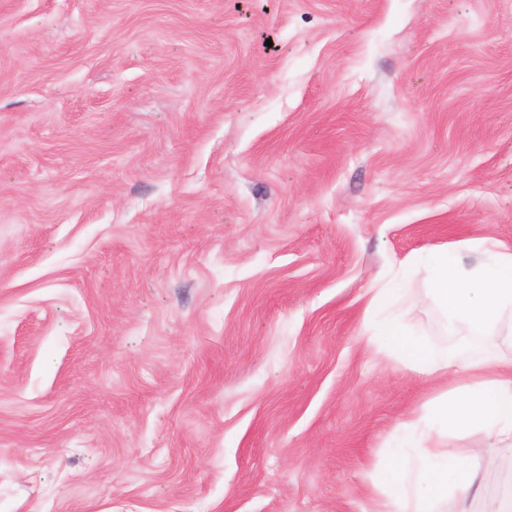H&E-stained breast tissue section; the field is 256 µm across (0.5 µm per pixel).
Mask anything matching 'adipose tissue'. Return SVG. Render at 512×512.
Masks as SVG:
<instances>
[{
    "mask_svg": "<svg viewBox=\"0 0 512 512\" xmlns=\"http://www.w3.org/2000/svg\"><path fill=\"white\" fill-rule=\"evenodd\" d=\"M468 251L479 252L478 262H466ZM410 261L428 273L449 322L466 329L459 346L435 349L409 335L403 313H392L375 326L381 346L405 368L432 384L452 381L458 391L456 397L426 403L421 414L399 425L417 458L414 494L420 512H435L451 492L464 504L478 500V512H512V492L478 497L475 473L448 445L449 432L477 428L487 441L472 448V455L489 467L512 460V358L503 356L495 343L503 316L512 313V249L482 237L418 252ZM403 481L397 455L386 456L376 512H404Z\"/></svg>",
    "mask_w": 512,
    "mask_h": 512,
    "instance_id": "adipose-tissue-1",
    "label": "adipose tissue"
}]
</instances>
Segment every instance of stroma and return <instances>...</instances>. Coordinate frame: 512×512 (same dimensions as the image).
Instances as JSON below:
<instances>
[{"label":"stroma","instance_id":"obj_1","mask_svg":"<svg viewBox=\"0 0 512 512\" xmlns=\"http://www.w3.org/2000/svg\"><path fill=\"white\" fill-rule=\"evenodd\" d=\"M482 236L512 0H0V512H374Z\"/></svg>","mask_w":512,"mask_h":512}]
</instances>
